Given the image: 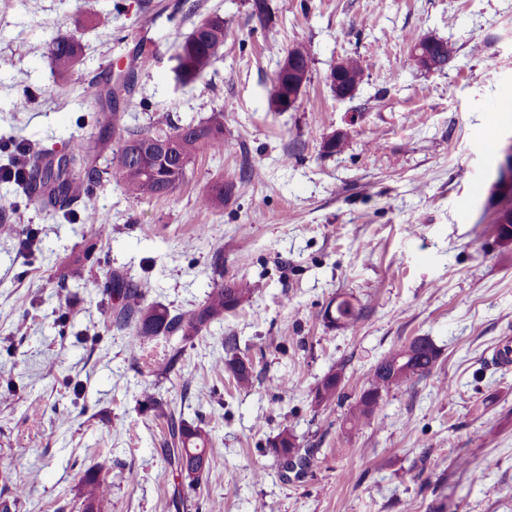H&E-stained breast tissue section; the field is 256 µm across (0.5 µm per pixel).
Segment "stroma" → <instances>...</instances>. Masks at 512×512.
<instances>
[{"label": "stroma", "mask_w": 512, "mask_h": 512, "mask_svg": "<svg viewBox=\"0 0 512 512\" xmlns=\"http://www.w3.org/2000/svg\"><path fill=\"white\" fill-rule=\"evenodd\" d=\"M143 1L0 0V135L14 146L68 151L95 111L87 90L116 64L135 72L118 99L125 126L220 111L229 140L172 195L107 183L70 219L0 181V492L25 489L12 512H83L90 468L108 485L103 512H512V366L489 362L512 335V244L492 207L512 125L491 114L512 101V0H270L265 27L248 0H147L153 26ZM213 12L224 46L180 84L175 46ZM59 32L83 46L64 79L48 58ZM418 34L454 44L443 71L413 65ZM298 43L310 79L294 110L270 111V81ZM354 53L363 81L341 101L326 76ZM339 129L345 148L324 153ZM219 180L230 196L203 208ZM100 221L102 239L89 232ZM116 274L173 312L223 280L262 288L192 341L156 336L134 353L101 323ZM339 297L363 308L356 326L324 322ZM228 336L253 361L250 388L223 365ZM417 336L440 351L431 374L346 424L377 361ZM337 369L344 401L315 405ZM172 416L212 439L193 488L163 457ZM286 429L312 449L310 468L268 454Z\"/></svg>", "instance_id": "35a3bbf8"}]
</instances>
